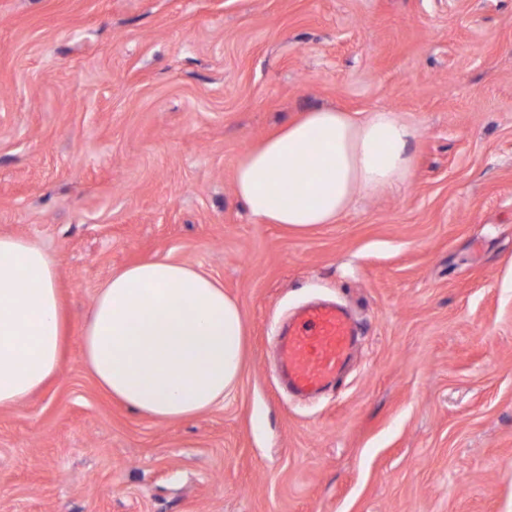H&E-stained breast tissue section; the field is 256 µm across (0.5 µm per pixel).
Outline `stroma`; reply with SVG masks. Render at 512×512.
Instances as JSON below:
<instances>
[{"label":"stroma","instance_id":"1","mask_svg":"<svg viewBox=\"0 0 512 512\" xmlns=\"http://www.w3.org/2000/svg\"><path fill=\"white\" fill-rule=\"evenodd\" d=\"M416 127L413 176L305 233L257 224L238 159L315 108ZM57 263V375L0 408V512H512V0H0V236ZM150 258L247 324L224 406L158 421L83 362L100 285ZM361 329L312 399L272 333Z\"/></svg>","mask_w":512,"mask_h":512}]
</instances>
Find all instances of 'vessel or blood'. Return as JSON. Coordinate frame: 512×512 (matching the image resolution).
Returning <instances> with one entry per match:
<instances>
[{"label":"vessel or blood","mask_w":512,"mask_h":512,"mask_svg":"<svg viewBox=\"0 0 512 512\" xmlns=\"http://www.w3.org/2000/svg\"><path fill=\"white\" fill-rule=\"evenodd\" d=\"M355 336V324L338 306L318 304L302 309L276 342L289 388L309 395L327 387L347 363Z\"/></svg>","instance_id":"obj_1"}]
</instances>
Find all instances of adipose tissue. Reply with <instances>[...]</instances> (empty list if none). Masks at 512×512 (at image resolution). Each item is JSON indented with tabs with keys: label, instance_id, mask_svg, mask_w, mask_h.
Returning <instances> with one entry per match:
<instances>
[{
	"label": "adipose tissue",
	"instance_id": "1",
	"mask_svg": "<svg viewBox=\"0 0 512 512\" xmlns=\"http://www.w3.org/2000/svg\"><path fill=\"white\" fill-rule=\"evenodd\" d=\"M417 130L389 109L302 113L239 159L234 190L259 224L308 231L336 223L362 196L410 180ZM54 259L0 236V407L58 370L66 323ZM244 315L193 266L151 259L112 273L83 327V360L101 390L161 421L210 410L238 388Z\"/></svg>",
	"mask_w": 512,
	"mask_h": 512
}]
</instances>
